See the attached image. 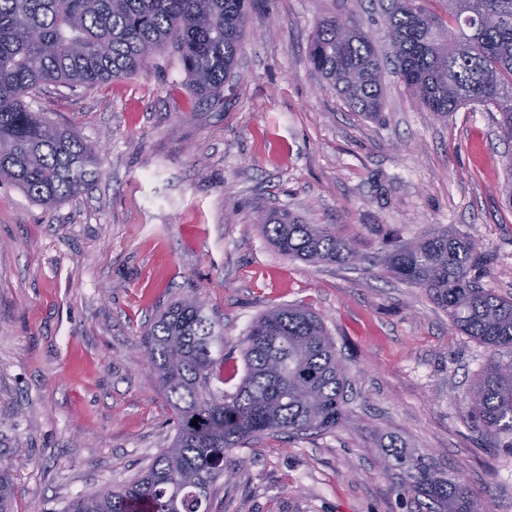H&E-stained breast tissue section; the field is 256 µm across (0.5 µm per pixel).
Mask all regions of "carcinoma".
Segmentation results:
<instances>
[{"mask_svg": "<svg viewBox=\"0 0 512 512\" xmlns=\"http://www.w3.org/2000/svg\"><path fill=\"white\" fill-rule=\"evenodd\" d=\"M448 19L420 0H378L388 27L387 62L440 119L461 107L494 109L512 142V0H444ZM253 0H0V181L53 208L100 175L98 148L49 121L28 98L46 85L94 87L131 76L169 48L203 98L218 97L237 64ZM309 61L347 104L373 119L383 108V62L361 30L328 16L311 39ZM262 236L305 263L352 265L351 243L286 210L257 216ZM477 243L430 229L385 257L398 278L428 292L464 335L512 351V298L469 277ZM245 375L224 393V325L194 297L175 300L145 344L153 384L171 398L174 436L132 481L81 494L67 512H212L224 457L246 440L302 438L344 417L348 367L323 319L280 305L240 340ZM468 415L488 434L512 435V358L491 360L473 380ZM403 494L419 512H475L469 487L395 438L380 445ZM14 487L0 468V512H14Z\"/></svg>", "mask_w": 512, "mask_h": 512, "instance_id": "1", "label": "carcinoma"}]
</instances>
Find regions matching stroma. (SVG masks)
I'll return each mask as SVG.
<instances>
[{
	"instance_id": "35a3bbf8",
	"label": "stroma",
	"mask_w": 512,
	"mask_h": 512,
	"mask_svg": "<svg viewBox=\"0 0 512 512\" xmlns=\"http://www.w3.org/2000/svg\"><path fill=\"white\" fill-rule=\"evenodd\" d=\"M336 12L387 51L374 0H255L218 100L193 95L167 50L135 76L35 95L34 108L98 146L101 177L49 210L0 183V459L14 512H65L170 444L144 339L186 293L224 324L226 393L244 375L242 335L282 304L322 316L353 381L335 430L229 454L214 512H412L379 437L464 480L478 512H512V439L466 412L495 353L381 262L389 242L447 229L477 243L480 284L512 296L501 195L512 143L496 113L439 119L390 72L381 114L354 112L308 62L317 23ZM260 209L330 225L365 260L281 255L254 222Z\"/></svg>"
}]
</instances>
